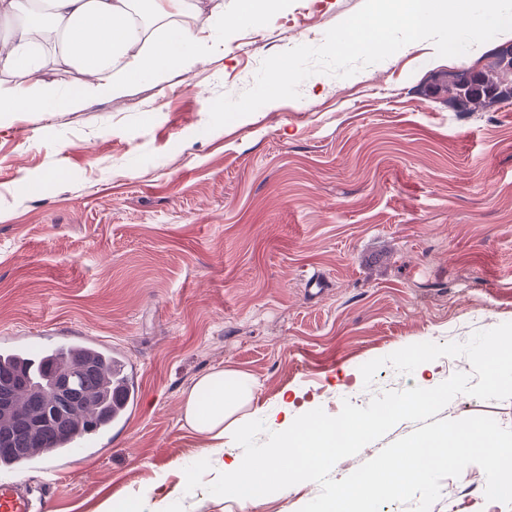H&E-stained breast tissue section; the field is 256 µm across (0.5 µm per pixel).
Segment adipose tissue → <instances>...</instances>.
I'll list each match as a JSON object with an SVG mask.
<instances>
[{
	"mask_svg": "<svg viewBox=\"0 0 512 512\" xmlns=\"http://www.w3.org/2000/svg\"><path fill=\"white\" fill-rule=\"evenodd\" d=\"M0 0V72L24 73V82L0 87V115L41 114L67 103L65 96L44 84L40 57L29 51L25 26L42 8L55 31L53 44L63 64L87 77L83 92L92 96L120 90L126 83L161 73L197 43V32L211 19L234 26L236 18L261 19L270 0H240L237 17L224 15L222 0ZM512 354V337L490 334L484 363L487 388L512 383V368L502 359ZM256 379L241 370L220 368L199 376L184 392L181 418L187 428L209 439L213 454L224 453V439L236 433L240 411L254 398ZM369 421L353 412L330 421L314 414L282 425L280 443L264 461L234 457L224 460V487L242 505L261 501L271 487L287 488L300 474L335 466L338 457L359 447L371 430Z\"/></svg>",
	"mask_w": 512,
	"mask_h": 512,
	"instance_id": "1",
	"label": "adipose tissue"
}]
</instances>
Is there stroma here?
Segmentation results:
<instances>
[{
    "instance_id": "35a3bbf8",
    "label": "stroma",
    "mask_w": 512,
    "mask_h": 512,
    "mask_svg": "<svg viewBox=\"0 0 512 512\" xmlns=\"http://www.w3.org/2000/svg\"><path fill=\"white\" fill-rule=\"evenodd\" d=\"M362 2L280 0L259 23L203 27L205 55L187 50L120 92L0 117V348H51L68 332L121 354L139 388L95 447L26 470L52 512H95L107 497L243 512L180 420L182 392L224 366L259 383L224 440L225 455L253 459L278 445L280 413L371 420L425 391L431 366L439 397L375 428L336 480L441 419L512 428V387L489 391L483 365L489 332L512 335V99L457 112L435 89L512 36L458 57L414 42L207 128L213 100L251 87L263 59L320 45ZM485 487L468 465L430 512H512ZM319 492L274 488L250 512H299Z\"/></svg>"
}]
</instances>
